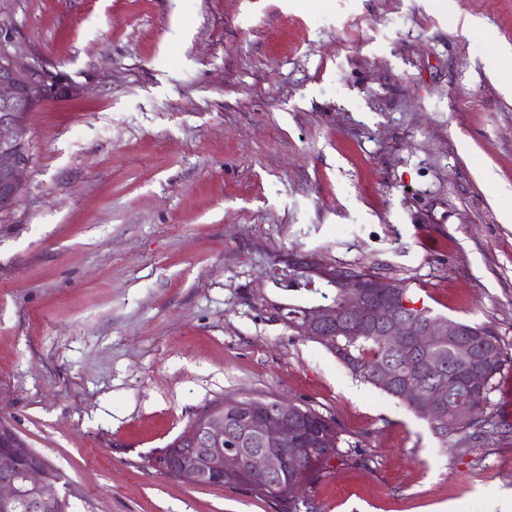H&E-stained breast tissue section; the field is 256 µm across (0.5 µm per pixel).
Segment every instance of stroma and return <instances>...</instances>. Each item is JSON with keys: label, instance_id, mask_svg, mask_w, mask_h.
Instances as JSON below:
<instances>
[{"label": "stroma", "instance_id": "35a3bbf8", "mask_svg": "<svg viewBox=\"0 0 512 512\" xmlns=\"http://www.w3.org/2000/svg\"><path fill=\"white\" fill-rule=\"evenodd\" d=\"M0 29L72 84L0 214V421L72 512H280L150 462L244 396L335 423L319 512H512L501 388L507 437L443 445L253 297L291 250L379 262L512 355V0H0Z\"/></svg>", "mask_w": 512, "mask_h": 512}]
</instances>
